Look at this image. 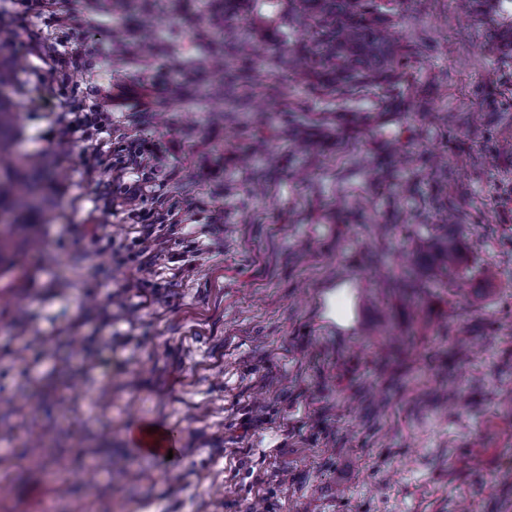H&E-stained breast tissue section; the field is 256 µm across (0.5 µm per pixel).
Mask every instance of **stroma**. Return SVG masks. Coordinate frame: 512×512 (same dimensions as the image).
Masks as SVG:
<instances>
[{"instance_id": "1", "label": "stroma", "mask_w": 512, "mask_h": 512, "mask_svg": "<svg viewBox=\"0 0 512 512\" xmlns=\"http://www.w3.org/2000/svg\"><path fill=\"white\" fill-rule=\"evenodd\" d=\"M459 4L388 0L396 73L344 94L283 70L317 48L286 0H61L0 26L28 66L13 151L47 159L56 205L0 274V512H512V0ZM227 29L256 92L216 123L170 98L195 75L159 47L205 68ZM73 102L104 129L68 137ZM135 140L151 179L106 211L100 172ZM170 210L137 285L120 258ZM443 233L468 280L410 303L399 274ZM146 419L178 432L173 473L130 445Z\"/></svg>"}]
</instances>
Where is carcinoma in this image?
Wrapping results in <instances>:
<instances>
[{
  "instance_id": "obj_1",
  "label": "carcinoma",
  "mask_w": 512,
  "mask_h": 512,
  "mask_svg": "<svg viewBox=\"0 0 512 512\" xmlns=\"http://www.w3.org/2000/svg\"><path fill=\"white\" fill-rule=\"evenodd\" d=\"M377 0H288V14L298 26L316 30L320 61L326 69L325 88L332 91L378 84L397 69L388 41L375 20ZM15 63L0 47V271L7 269L13 231L35 222L50 210L48 178L43 165L15 155L16 113L4 101L1 89L13 80ZM201 98L218 105L216 120L232 119L247 110V97L236 94V84L210 80ZM433 277L462 278L461 257L448 238L434 246Z\"/></svg>"
}]
</instances>
